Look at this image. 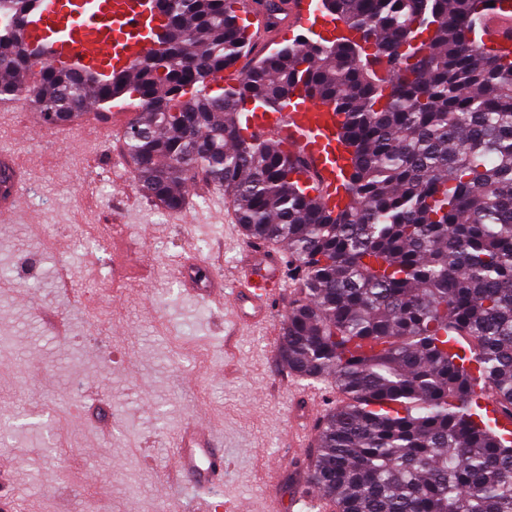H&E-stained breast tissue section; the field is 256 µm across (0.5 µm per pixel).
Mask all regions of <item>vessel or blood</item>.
I'll use <instances>...</instances> for the list:
<instances>
[{"mask_svg": "<svg viewBox=\"0 0 512 512\" xmlns=\"http://www.w3.org/2000/svg\"><path fill=\"white\" fill-rule=\"evenodd\" d=\"M290 23L313 26L318 15L313 0H288ZM161 21L151 8V0H41L24 28L25 37L45 46L51 61L68 67H91L103 75L128 69L154 44L150 31ZM251 135L279 141L306 169L310 182L320 185L326 198L336 193V115L325 105L293 96L271 118L253 114ZM7 181L0 185V215L13 213L24 199L22 179L12 161H0ZM198 264L186 262L192 291L218 302L224 297L223 282L212 277L206 283L195 281ZM281 287L280 257L264 246L252 249L249 269L234 304L250 310L253 318H266ZM170 470L172 483L200 492L224 479V451L215 432L205 423L191 420L184 424L174 444Z\"/></svg>", "mask_w": 512, "mask_h": 512, "instance_id": "obj_1", "label": "vessel or blood"}]
</instances>
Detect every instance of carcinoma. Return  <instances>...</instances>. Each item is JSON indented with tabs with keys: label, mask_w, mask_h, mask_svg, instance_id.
<instances>
[{
	"label": "carcinoma",
	"mask_w": 512,
	"mask_h": 512,
	"mask_svg": "<svg viewBox=\"0 0 512 512\" xmlns=\"http://www.w3.org/2000/svg\"><path fill=\"white\" fill-rule=\"evenodd\" d=\"M238 2L172 0L163 45L108 83L0 29V103L58 125L136 94L124 140L141 191L178 212L202 171L249 237L286 248L280 360L341 394L305 470L334 512H512V437L479 421L487 389L512 418V54L476 37L491 20L512 34V0H320L347 34L275 48L211 96L252 46ZM257 2L282 20L286 0ZM297 91L340 118L334 207L239 129L247 105L278 111Z\"/></svg>",
	"instance_id": "obj_1"
}]
</instances>
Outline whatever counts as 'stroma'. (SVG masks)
<instances>
[{
    "label": "stroma",
    "instance_id": "1",
    "mask_svg": "<svg viewBox=\"0 0 512 512\" xmlns=\"http://www.w3.org/2000/svg\"><path fill=\"white\" fill-rule=\"evenodd\" d=\"M125 96L87 116L115 125L34 129L26 104H0V155L26 180L22 210L0 219V512H186L161 492L171 439L187 419L217 429L224 487L213 500L267 512L292 460L298 398H337L277 356L294 286L265 322L190 292L180 267L199 257L236 288L250 261L223 191L197 173L171 213L139 189ZM120 242L130 276L112 277Z\"/></svg>",
    "mask_w": 512,
    "mask_h": 512
}]
</instances>
